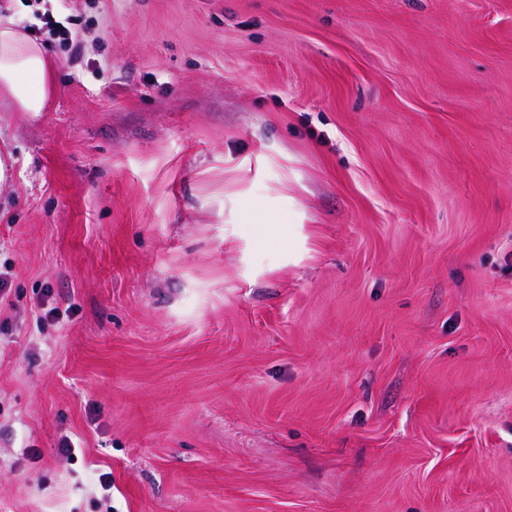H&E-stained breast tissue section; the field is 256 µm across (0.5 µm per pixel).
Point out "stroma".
<instances>
[{"label":"stroma","mask_w":512,"mask_h":512,"mask_svg":"<svg viewBox=\"0 0 512 512\" xmlns=\"http://www.w3.org/2000/svg\"><path fill=\"white\" fill-rule=\"evenodd\" d=\"M60 5L0 0V512H512V0ZM44 24L50 28V32L57 35L63 41L71 40L72 50L74 54L79 52L78 45H73L71 37V26L75 25L73 16L65 14L64 12L58 11L57 15L53 13H45L42 18ZM53 68L46 50L17 27L0 26V101L21 112H44Z\"/></svg>","instance_id":"35a3bbf8"}]
</instances>
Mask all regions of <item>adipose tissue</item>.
Segmentation results:
<instances>
[{
  "label": "adipose tissue",
  "instance_id": "1",
  "mask_svg": "<svg viewBox=\"0 0 512 512\" xmlns=\"http://www.w3.org/2000/svg\"><path fill=\"white\" fill-rule=\"evenodd\" d=\"M53 81L46 50L17 27L0 26V101L22 112H43Z\"/></svg>",
  "mask_w": 512,
  "mask_h": 512
}]
</instances>
